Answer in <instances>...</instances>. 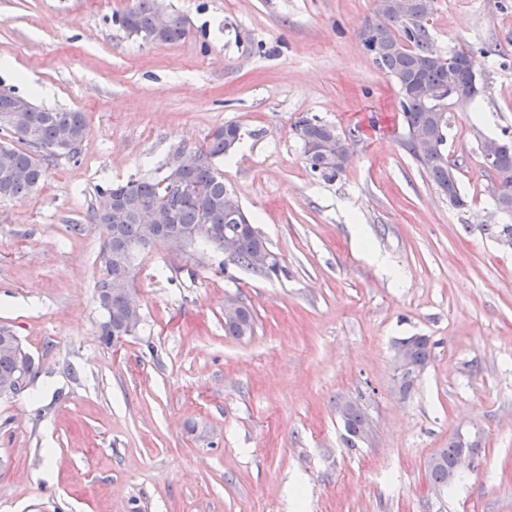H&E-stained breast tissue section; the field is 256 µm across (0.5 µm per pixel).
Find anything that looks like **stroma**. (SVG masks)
<instances>
[{"label": "stroma", "instance_id": "obj_1", "mask_svg": "<svg viewBox=\"0 0 512 512\" xmlns=\"http://www.w3.org/2000/svg\"><path fill=\"white\" fill-rule=\"evenodd\" d=\"M134 3L0 0V88L89 129L0 201V326L39 367L0 398V512H512V244L484 229L477 150L512 138V0H435L427 23L438 54L481 51L482 96L448 111L463 208L405 149L398 89L361 45L376 0H160L190 31L171 45L119 28ZM304 117L354 132L336 178L310 169ZM227 123L241 140L217 166L280 272L155 247L138 331L101 344L98 189L163 178ZM235 296L255 314L238 339ZM414 335L434 347L405 394L394 352ZM347 401L368 416L353 449ZM459 432L481 446L440 494L425 462ZM236 318V321H232ZM224 319L229 320L224 322V333L226 336H250L254 332L255 316L251 309L243 302H241L239 310V304L237 301L231 299L227 300L224 303Z\"/></svg>", "mask_w": 512, "mask_h": 512}]
</instances>
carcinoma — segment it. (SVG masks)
Returning <instances> with one entry per match:
<instances>
[{
	"label": "carcinoma",
	"instance_id": "obj_1",
	"mask_svg": "<svg viewBox=\"0 0 512 512\" xmlns=\"http://www.w3.org/2000/svg\"><path fill=\"white\" fill-rule=\"evenodd\" d=\"M157 0H137L134 7L115 16L114 21L130 35L145 42L168 45L180 42L189 35L184 19L173 15L172 22L163 31L154 28ZM428 0H409L408 15L401 18L375 11L361 32L364 50L373 63L393 78L400 94V106L408 127V134L428 130L438 140V146L420 153L410 143H405L409 153L420 163L432 185L455 206L464 205L458 181L448 162L446 149L448 115L418 92V87L436 88L448 93L445 107L470 103L483 92V86L476 85L470 98L462 100L451 95L458 85L465 83L473 70L479 68L475 53L465 47L448 52L443 57L430 45L427 27L421 18L427 13ZM26 106V129L17 131L0 122V131L10 134L16 141L11 146L17 166L26 170L25 179L18 181L0 172V199L28 195L44 182L47 176L45 162L57 157L56 145L66 138L85 141L88 126L84 113L40 107L29 99L11 90H0V114L7 112L16 103ZM301 142H328L342 133L336 126L323 123L316 118L302 119L295 126ZM240 138L239 126L228 123L214 131L208 142L195 149L201 161L194 167L182 169L177 174L179 188L170 191L164 181L150 179L131 180L115 183L97 191L96 204L91 220L102 225L105 240L102 253L104 273L96 284L98 299H108L106 318L99 328L101 341L113 344V339L126 336L129 326H139L140 319L129 320L126 307L118 296L110 294L112 281L118 273V266L133 265L141 254L128 250L141 240L144 229L151 223L152 212L160 205L168 207L175 223L188 227L195 224H209L214 229L203 244L219 249L224 232L237 228L239 217L224 209V198L228 188L216 161L228 155V143ZM307 162L314 172L334 177L341 173L336 161L323 154H314ZM500 184V207L504 214H512V149L500 152L491 168ZM120 199L126 206L127 214L120 221L111 220L107 208L112 200ZM268 249L266 240L255 228H244L238 238L235 265L266 276L276 274L279 265L264 266L262 251ZM255 328V316L246 305H241L235 321L224 322V335L232 337L250 336ZM7 328H0V383L12 379L19 371L15 349L6 338ZM397 346L408 351L410 362L428 365L432 343L428 336H409L398 341ZM367 423L364 411L353 413L345 421L350 447L359 439V426ZM461 448L455 440L448 441L447 447L438 451L437 463L428 469L432 481L442 487L452 484L448 472L454 465Z\"/></svg>",
	"mask_w": 512,
	"mask_h": 512
}]
</instances>
